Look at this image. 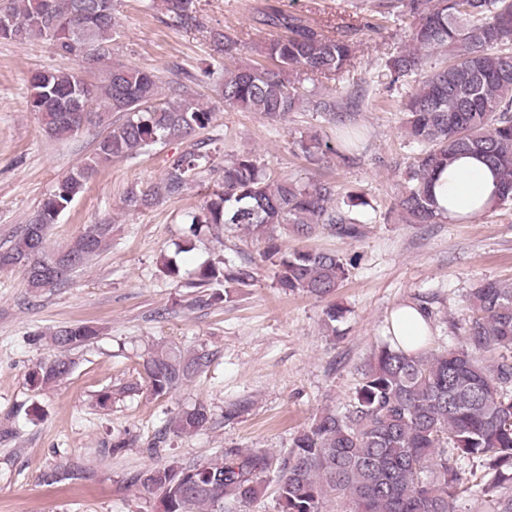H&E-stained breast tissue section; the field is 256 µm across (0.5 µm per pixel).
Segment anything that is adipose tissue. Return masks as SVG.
<instances>
[{
    "instance_id": "obj_1",
    "label": "adipose tissue",
    "mask_w": 512,
    "mask_h": 512,
    "mask_svg": "<svg viewBox=\"0 0 512 512\" xmlns=\"http://www.w3.org/2000/svg\"><path fill=\"white\" fill-rule=\"evenodd\" d=\"M494 191L495 180L488 167L471 157L442 170L432 188L443 217L453 222L480 215ZM388 332L402 343L410 336L429 335L430 321L420 304L406 301L391 312Z\"/></svg>"
}]
</instances>
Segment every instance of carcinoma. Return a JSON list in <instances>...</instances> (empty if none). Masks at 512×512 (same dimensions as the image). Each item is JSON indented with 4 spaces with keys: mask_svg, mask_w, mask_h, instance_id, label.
I'll list each match as a JSON object with an SVG mask.
<instances>
[{
    "mask_svg": "<svg viewBox=\"0 0 512 512\" xmlns=\"http://www.w3.org/2000/svg\"><path fill=\"white\" fill-rule=\"evenodd\" d=\"M3 0L0 39L22 43L38 37L62 54L76 58L70 70L45 69L30 78L32 111L41 114L51 139L79 133V124L64 105L73 97L89 108L120 114L98 137L93 154L71 168L40 204L20 235L0 244V266L21 268L27 288L38 293L68 283L112 238V224H90L66 246L51 250L52 224L94 179L104 165L132 159L155 143L189 139L207 128L210 108L182 92L163 100L157 77L144 69L112 61V40L120 27L108 0ZM374 12L410 20L413 49L386 61L379 77L395 84L423 69L427 54L444 52L437 67L404 100L405 133L421 146L405 172L397 201L406 222L434 224L442 219L431 186L436 171L463 156L486 162L498 189L491 208L512 206V0H375ZM163 21L182 29L204 22L197 0H162ZM262 24L279 29L264 60L224 69V107L284 119L303 102L291 72L299 68L335 76L352 66L354 42L326 35L317 26L281 8ZM214 50L233 55L238 39L209 31ZM313 110L336 125V140L317 133L297 141L302 155L316 162L333 157L357 160L355 124L336 112V103L316 100ZM213 163L208 143L196 141L181 153L156 182L130 188L125 206L133 211L176 198ZM368 202L358 193L340 198L336 185L324 180L301 183L267 173L250 152L224 160L218 187L189 215L191 236L201 226H234L263 240L267 252L280 255L277 282L290 294L326 300L347 279L344 260L330 252L303 247L282 251L274 231L282 228L296 240L328 229L342 239L362 235L354 217ZM252 263L224 270L205 263L196 272L195 288L231 282L251 285ZM471 316L460 345L433 350L428 337L407 353L390 341L374 351L362 373L355 397L343 413L324 410L297 434L290 450H222L201 463L155 466L139 472L132 483L154 496L160 512H224L227 502L251 503L263 497L267 482L276 486L281 512H456L464 492L459 461L477 458L472 485L496 493L487 512H512V283L487 281L472 289ZM98 335L87 324L59 327L49 340L57 359L29 373L33 388L56 383L74 368L69 352ZM204 366V356L157 346L146 354L143 370L150 393L163 397ZM212 420L198 403L166 424L174 434H190ZM89 480L91 472L71 464L45 476L48 483Z\"/></svg>",
    "mask_w": 512,
    "mask_h": 512,
    "instance_id": "1",
    "label": "carcinoma"
}]
</instances>
